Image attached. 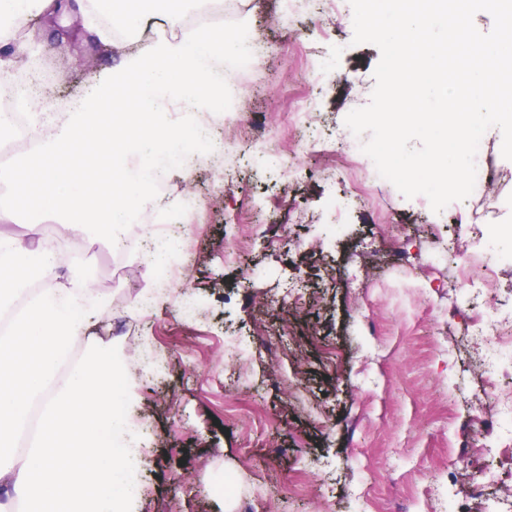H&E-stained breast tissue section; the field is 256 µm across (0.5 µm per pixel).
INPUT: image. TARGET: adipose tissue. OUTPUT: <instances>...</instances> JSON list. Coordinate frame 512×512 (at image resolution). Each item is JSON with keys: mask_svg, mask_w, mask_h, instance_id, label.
<instances>
[{"mask_svg": "<svg viewBox=\"0 0 512 512\" xmlns=\"http://www.w3.org/2000/svg\"><path fill=\"white\" fill-rule=\"evenodd\" d=\"M205 2L76 0L103 42L119 33L134 38L156 13L173 32L126 54L67 111L45 103L31 113L35 149L0 170V183L11 189L9 201H0L1 223L27 202L74 232L122 245L125 216L155 206L156 179L175 161L194 165L184 121L223 100L224 64L243 51L235 33L182 32ZM56 7L55 0H0V37L23 31L33 12ZM56 268L45 245L0 236V308L31 281L47 284L0 336V512H138L137 498L120 483L134 474L125 452L136 424L132 392L110 356L75 362L70 355L84 330L80 312L106 302L91 295L86 267H72L63 279ZM35 406L41 425L22 453L16 436Z\"/></svg>", "mask_w": 512, "mask_h": 512, "instance_id": "adipose-tissue-1", "label": "adipose tissue"}]
</instances>
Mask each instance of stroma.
<instances>
[{"mask_svg":"<svg viewBox=\"0 0 512 512\" xmlns=\"http://www.w3.org/2000/svg\"><path fill=\"white\" fill-rule=\"evenodd\" d=\"M266 57L248 72L230 67L227 82L242 105L241 126L262 119L274 132L265 145L239 137L223 154H199L191 179L180 165L164 178L172 199L191 194L205 204L202 221L180 223L172 207L128 225L126 247L75 234L41 214L18 213L0 223V235L23 238L30 224L51 230L62 266L89 267L91 289L104 309L82 312L86 324L74 344L77 358L119 346L129 358L127 380L136 416L147 429L148 458L141 481L148 491L139 512L173 501L182 512H227L218 483L236 476V512H390L425 486L480 479L498 470L499 482L459 512H495L512 487V450L495 459L448 470L449 456L494 444L497 424L464 425L484 378L463 330L467 317L487 307L512 312V261L497 265V290L475 297L456 273L453 254L438 243L460 239L474 250L480 230L469 222L476 202L489 223L512 233V160L501 154L502 134L483 135V157L497 181L476 197L433 212L425 196L405 199L389 182L374 184L370 200L332 176L337 151L348 150L345 116L370 101L380 60L375 45H352L348 0H300L283 16L277 0H240ZM39 55L53 73L50 89L63 103L86 92L92 79L119 62L112 47L77 28L74 19L45 15L35 27ZM340 54L336 70L322 67ZM313 104L312 127L321 136L289 130L283 119L298 100ZM245 212L262 232L234 263L224 251ZM177 227L189 265L177 293L162 290V269L143 262L145 225ZM417 257L412 271L391 243ZM364 269L369 289L353 280ZM299 304H280L289 284ZM158 289L151 310L131 304ZM152 347L164 370L139 377L141 351ZM305 482L289 495L288 481ZM372 490L364 503L361 488Z\"/></svg>","mask_w":512,"mask_h":512,"instance_id":"35a3bbf8","label":"stroma"}]
</instances>
